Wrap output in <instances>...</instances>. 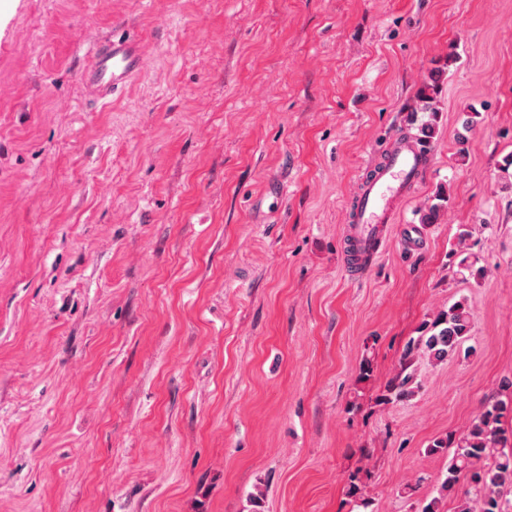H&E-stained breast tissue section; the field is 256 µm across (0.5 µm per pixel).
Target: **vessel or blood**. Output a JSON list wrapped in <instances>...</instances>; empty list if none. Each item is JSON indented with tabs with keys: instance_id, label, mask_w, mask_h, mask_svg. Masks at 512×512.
I'll return each mask as SVG.
<instances>
[{
	"instance_id": "1",
	"label": "vessel or blood",
	"mask_w": 512,
	"mask_h": 512,
	"mask_svg": "<svg viewBox=\"0 0 512 512\" xmlns=\"http://www.w3.org/2000/svg\"><path fill=\"white\" fill-rule=\"evenodd\" d=\"M151 67L150 57L138 42L107 38L94 45L83 83L101 101L123 92L131 81ZM432 145L421 135H391L379 159L359 179L348 213L345 269L365 276L388 244V230L411 198L427 171Z\"/></svg>"
}]
</instances>
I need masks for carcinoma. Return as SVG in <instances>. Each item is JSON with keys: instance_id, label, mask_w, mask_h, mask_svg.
<instances>
[{"instance_id": "cac0c4a2", "label": "carcinoma", "mask_w": 512, "mask_h": 512, "mask_svg": "<svg viewBox=\"0 0 512 512\" xmlns=\"http://www.w3.org/2000/svg\"><path fill=\"white\" fill-rule=\"evenodd\" d=\"M472 313L466 302L458 300L441 311L431 322L420 327V336L408 342L404 353V369L411 367L414 353L421 351L428 356L443 360L454 355L469 336ZM413 376L407 373L389 388V394L397 399L413 396ZM512 416V394L507 399H496L484 406L475 417L466 434L458 439L448 436L432 441L429 452L439 453L455 448L448 466V474L441 490L451 492L460 477H465L478 508L470 500H464L460 512H509L502 502L501 491L512 487V455L502 454L492 458L494 450L505 446L509 438L503 427L504 419Z\"/></svg>"}]
</instances>
